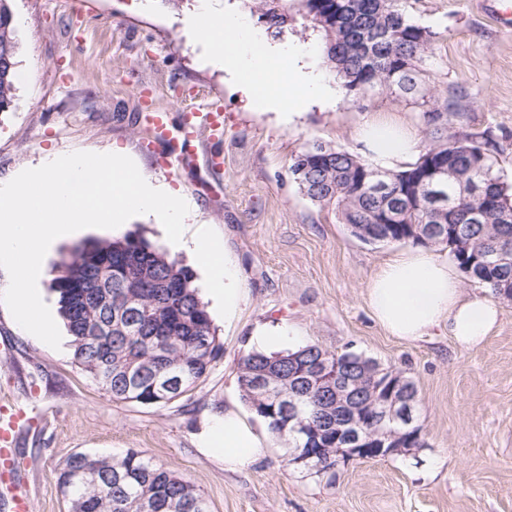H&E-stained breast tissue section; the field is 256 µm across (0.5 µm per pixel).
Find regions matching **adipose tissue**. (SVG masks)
I'll return each mask as SVG.
<instances>
[{"instance_id": "adipose-tissue-1", "label": "adipose tissue", "mask_w": 512, "mask_h": 512, "mask_svg": "<svg viewBox=\"0 0 512 512\" xmlns=\"http://www.w3.org/2000/svg\"><path fill=\"white\" fill-rule=\"evenodd\" d=\"M195 35L221 55L237 87L251 103L297 115L314 100L329 97L328 67L310 59L305 43L271 45L253 35L241 14L222 13L212 0L190 21ZM373 160L385 165L415 153L418 143L395 116L374 117L358 132ZM365 297L373 318L389 334L416 340L435 327L462 347L481 345L496 328L500 309L485 295L465 294L455 268L434 250L418 247L388 260L367 281ZM224 453V466L241 469L262 447L259 437L233 410H225L211 433Z\"/></svg>"}]
</instances>
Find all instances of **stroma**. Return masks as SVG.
Returning <instances> with one entry per match:
<instances>
[{"label":"stroma","mask_w":512,"mask_h":512,"mask_svg":"<svg viewBox=\"0 0 512 512\" xmlns=\"http://www.w3.org/2000/svg\"><path fill=\"white\" fill-rule=\"evenodd\" d=\"M198 0H11L19 43L15 105L0 113V181L46 154L122 148L143 173L187 196L236 270L244 298L222 317L207 300L224 355L197 386L166 407L118 402L75 362L69 343L53 349L22 332L0 302V410H23L14 472L31 512H68L58 469L72 454L138 452L189 480L210 512H512V300H499V327L474 349L444 327L418 341L388 335L364 286L406 244H368L337 213L313 203L290 172L295 155L318 143L357 154L355 134L383 112L400 116L421 146L431 137L418 107L382 89L312 106L293 121L251 108L222 66L199 61L187 21ZM413 21L436 34L426 76L457 110L452 132L496 147L512 184V31L500 15L512 0H403ZM224 106V135L200 132L196 160L168 169L141 122L146 108L184 112ZM224 158L210 167V155ZM194 260L170 245L158 219L138 216L113 229ZM290 328V348L315 344L393 368L418 391L424 441L408 456L357 460L334 476L289 464L240 396L239 364L257 350L256 326ZM236 411L257 434L261 455L229 471L210 448V427Z\"/></svg>","instance_id":"stroma-1"}]
</instances>
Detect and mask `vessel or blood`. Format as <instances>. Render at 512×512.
I'll use <instances>...</instances> for the list:
<instances>
[{
	"label": "vessel or blood",
	"mask_w": 512,
	"mask_h": 512,
	"mask_svg": "<svg viewBox=\"0 0 512 512\" xmlns=\"http://www.w3.org/2000/svg\"><path fill=\"white\" fill-rule=\"evenodd\" d=\"M146 130L155 142L166 144L164 163L170 168L184 167L188 161L191 144L200 130H208L211 137H219L224 133V111L215 104H207L192 108L183 118V134L179 137L170 136L167 112L150 109L144 115ZM21 416H13L0 421V470L12 471V461L22 433Z\"/></svg>",
	"instance_id": "obj_1"
}]
</instances>
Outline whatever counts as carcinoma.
<instances>
[{
    "label": "carcinoma",
    "mask_w": 512,
    "mask_h": 512,
    "mask_svg": "<svg viewBox=\"0 0 512 512\" xmlns=\"http://www.w3.org/2000/svg\"><path fill=\"white\" fill-rule=\"evenodd\" d=\"M271 36L278 38L296 25L310 24L322 33L324 63L341 80L346 94L378 89L394 90L422 109L432 143L418 159L390 175L402 179L427 163L432 153L447 154L459 187L477 185L483 198L447 204L448 239L435 242L466 270L469 280L495 298L512 289V259L488 266L482 256L505 246L512 255V185L498 174L486 144L460 137L448 128L451 104L443 100L419 64L431 51L435 33L408 17L400 0H243ZM18 43L10 0H0V112L15 101ZM373 165L347 152L328 148L319 153L312 144L295 156L290 166L306 196L332 206L344 224H371L382 242L401 241L405 224H433L432 191L420 200L380 199L361 189L360 177ZM484 210L479 224L471 223L473 206ZM393 210L399 226L385 224L381 215ZM53 290L59 314L70 336L74 360L112 399L144 406H167L184 396L207 373L223 352V345L193 284L191 271L168 253L140 236L96 239L77 245L71 257L57 267ZM320 361L347 370L360 381L366 399L376 387L365 376L370 360L352 353H335L317 345L279 352L253 351L240 362L241 398L253 408L252 384L262 375L286 379L290 401L307 423L326 429L325 443L336 447V437L360 430L359 421L330 414L324 421V397L308 391L290 365ZM181 386L164 388L170 373ZM254 408L270 432L289 448L309 447V438L287 425L276 394L262 397ZM59 486L70 512H209L195 486L136 452L120 456H70L60 467Z\"/></svg>",
    "instance_id": "1"
}]
</instances>
